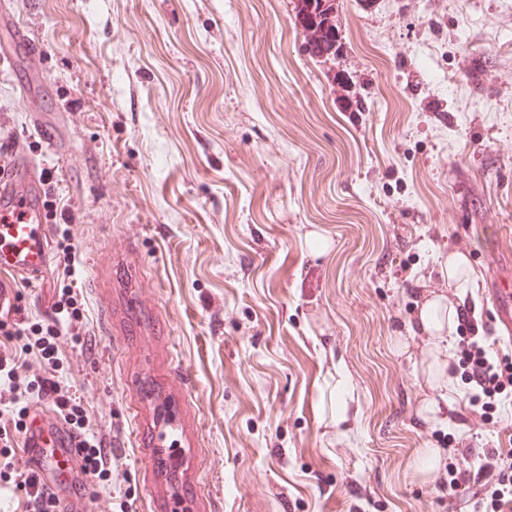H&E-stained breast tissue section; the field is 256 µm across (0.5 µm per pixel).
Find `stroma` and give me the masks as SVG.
I'll return each instance as SVG.
<instances>
[{
	"label": "stroma",
	"mask_w": 512,
	"mask_h": 512,
	"mask_svg": "<svg viewBox=\"0 0 512 512\" xmlns=\"http://www.w3.org/2000/svg\"><path fill=\"white\" fill-rule=\"evenodd\" d=\"M5 8L0 41L22 28L43 57L0 68V136L46 173L56 221L44 280L0 269V358L22 393L0 412V512H29L22 434L54 412L24 348L72 280L84 335L61 337L57 378L117 467L65 463L87 512H448L449 449L497 447L512 404L481 421L451 362L446 416L424 420L440 390L415 321L440 295L494 335L483 290L512 282V0H336L322 58L294 0ZM135 231L167 328L141 352L103 335L91 286ZM145 379L180 408L176 452L133 436L159 411L135 396Z\"/></svg>",
	"instance_id": "stroma-1"
}]
</instances>
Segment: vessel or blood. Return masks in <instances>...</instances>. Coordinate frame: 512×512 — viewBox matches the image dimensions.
<instances>
[{"label": "vessel or blood", "mask_w": 512, "mask_h": 512, "mask_svg": "<svg viewBox=\"0 0 512 512\" xmlns=\"http://www.w3.org/2000/svg\"><path fill=\"white\" fill-rule=\"evenodd\" d=\"M46 192V177L33 163L16 160L0 167V268L26 280L41 277L52 261V219L44 204ZM142 274L139 238L133 234L112 251L109 285L117 288L123 280ZM491 300L503 332L511 335L512 290L493 289ZM100 312L106 321L105 333L109 336L138 334L133 319L137 313L153 320L152 334L161 332L156 323L157 307L143 288L129 296L124 304L101 305ZM140 438L152 448H177L183 443V427L179 421L168 420L163 427L141 433ZM81 441V436L68 427L48 421L29 424L23 438L30 471L48 494L64 502L66 512H78L84 505L83 498L49 478L52 462L46 451L54 448L62 455L76 458L81 454Z\"/></svg>", "instance_id": "obj_1"}]
</instances>
